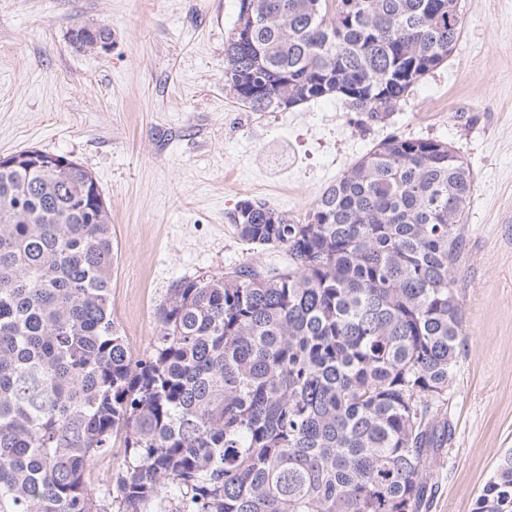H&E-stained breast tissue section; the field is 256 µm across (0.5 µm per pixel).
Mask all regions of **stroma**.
Masks as SVG:
<instances>
[{"label": "stroma", "mask_w": 512, "mask_h": 512, "mask_svg": "<svg viewBox=\"0 0 512 512\" xmlns=\"http://www.w3.org/2000/svg\"><path fill=\"white\" fill-rule=\"evenodd\" d=\"M239 0H0V156L38 149L82 165L112 214V320L133 356L183 279L285 256L243 242L228 215L267 202L305 221L352 163L391 136L448 142L474 190L456 292L464 337L446 407L453 436L431 512H472L512 449V0H462L447 63L386 123L341 100L252 112L224 87ZM105 30L85 51L72 35Z\"/></svg>", "instance_id": "obj_1"}]
</instances>
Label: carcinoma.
Instances as JSON below:
<instances>
[{
    "mask_svg": "<svg viewBox=\"0 0 512 512\" xmlns=\"http://www.w3.org/2000/svg\"><path fill=\"white\" fill-rule=\"evenodd\" d=\"M224 42L252 112L341 100L384 123L454 51L456 0H255ZM474 190L447 143L390 137L304 223L262 201L228 219L288 255L181 280L151 350L112 321V220L92 175L0 164V512H429L451 440ZM126 475L95 497L93 458ZM474 512H512V450ZM128 457L120 439L113 442L112 449L94 459L90 468V479L95 488L110 487L117 477L123 474L128 465Z\"/></svg>",
    "mask_w": 512,
    "mask_h": 512,
    "instance_id": "obj_1",
    "label": "carcinoma"
}]
</instances>
